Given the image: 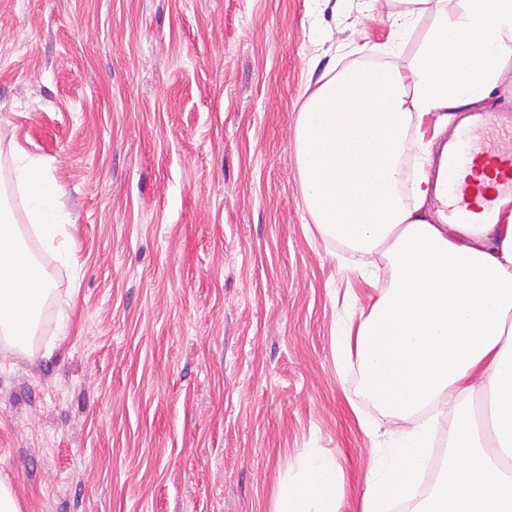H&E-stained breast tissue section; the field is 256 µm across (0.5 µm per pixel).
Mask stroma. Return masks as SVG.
<instances>
[{"mask_svg":"<svg viewBox=\"0 0 512 512\" xmlns=\"http://www.w3.org/2000/svg\"><path fill=\"white\" fill-rule=\"evenodd\" d=\"M390 36L363 0H0V204L53 281L0 351V480L23 512H273L303 452L357 512L383 420L333 335L377 295L301 196L309 62ZM62 190L33 235L19 154Z\"/></svg>","mask_w":512,"mask_h":512,"instance_id":"1","label":"stroma"}]
</instances>
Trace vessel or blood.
I'll return each instance as SVG.
<instances>
[{"label": "vessel or blood", "instance_id": "1", "mask_svg": "<svg viewBox=\"0 0 512 512\" xmlns=\"http://www.w3.org/2000/svg\"><path fill=\"white\" fill-rule=\"evenodd\" d=\"M445 159V213L452 224H492L512 204V117L482 114L456 128Z\"/></svg>", "mask_w": 512, "mask_h": 512}]
</instances>
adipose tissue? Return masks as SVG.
Listing matches in <instances>:
<instances>
[{
	"mask_svg": "<svg viewBox=\"0 0 512 512\" xmlns=\"http://www.w3.org/2000/svg\"><path fill=\"white\" fill-rule=\"evenodd\" d=\"M394 38H421L406 60L329 70L308 82L296 164L309 216L352 255L381 256L386 284L336 339V364L359 365L363 395L390 417L359 420L377 441L358 512H512V211L498 224H452L438 200L445 173L405 162L411 127L490 97L512 71V0H397ZM428 26H421L422 18ZM28 221L66 252L58 186L21 161ZM0 213V340L24 350L53 291L50 277ZM442 468L417 494L435 432ZM344 474L315 450L277 490L273 512H342Z\"/></svg>",
	"mask_w": 512,
	"mask_h": 512,
	"instance_id": "obj_1",
	"label": "adipose tissue"
}]
</instances>
